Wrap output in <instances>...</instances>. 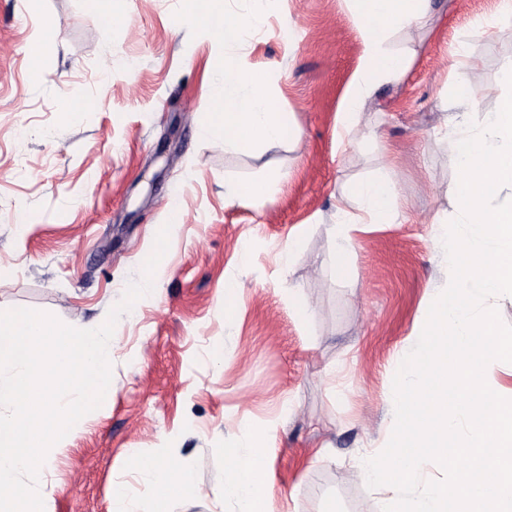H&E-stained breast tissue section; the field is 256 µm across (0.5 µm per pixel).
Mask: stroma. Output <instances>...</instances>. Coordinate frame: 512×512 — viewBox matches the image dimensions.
<instances>
[{"instance_id": "35a3bbf8", "label": "stroma", "mask_w": 512, "mask_h": 512, "mask_svg": "<svg viewBox=\"0 0 512 512\" xmlns=\"http://www.w3.org/2000/svg\"><path fill=\"white\" fill-rule=\"evenodd\" d=\"M444 2L388 38L414 61L366 101L350 147L336 113L362 53L358 19L347 0H268L232 54L269 73L301 143L228 153L212 128L224 47L181 23V0H121L109 24L99 0H0V311L96 328L170 228L154 292L116 324L111 397L39 474L49 512H108L118 484L139 495V460L193 471L203 497L175 498L171 512H234L226 451L254 437L270 486L260 512H376L384 492L355 461L387 444L394 375L450 278L436 235L437 219L456 216L449 95L512 65V28L459 38L499 0ZM47 17L58 29L31 55ZM381 173L399 185L400 215L353 232L336 274V202ZM234 184L249 192L230 203ZM323 446L330 460L315 461Z\"/></svg>"}]
</instances>
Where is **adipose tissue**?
<instances>
[{"instance_id":"ef3b65f1","label":"adipose tissue","mask_w":512,"mask_h":512,"mask_svg":"<svg viewBox=\"0 0 512 512\" xmlns=\"http://www.w3.org/2000/svg\"><path fill=\"white\" fill-rule=\"evenodd\" d=\"M267 0H251L245 14L227 17L224 0H184L182 22L209 31L225 47L236 46L243 34L262 21ZM360 23L362 54L342 100L338 121L353 133L366 99L379 86L403 77L413 56L391 50L390 33L421 26L433 10L432 0H350ZM267 73L254 71L225 57L223 76L212 90L220 105L215 124L224 131V149L231 153L267 150L298 140V130L279 112L270 93ZM396 183L381 175L353 184L336 203L334 234L337 273H344L351 244L350 233L361 224H391L397 216ZM230 464L224 478V496L235 502L237 512H257L266 493V477L259 465L258 444L240 441L229 449ZM143 497L152 512H168V501L181 495H198L202 489L194 474L175 464L144 466Z\"/></svg>"}]
</instances>
